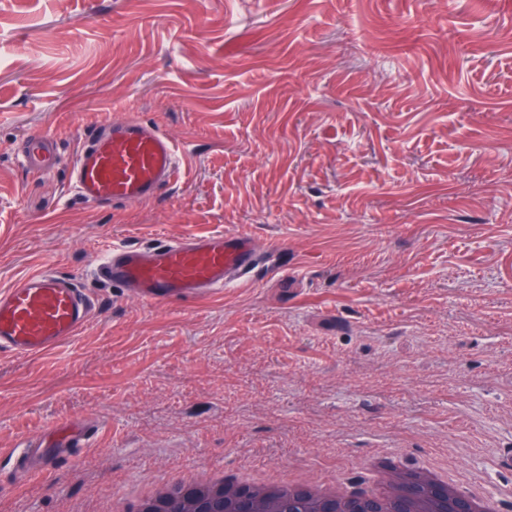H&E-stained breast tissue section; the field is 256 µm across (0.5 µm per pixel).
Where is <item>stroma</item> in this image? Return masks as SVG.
Instances as JSON below:
<instances>
[{"label": "stroma", "instance_id": "1", "mask_svg": "<svg viewBox=\"0 0 512 512\" xmlns=\"http://www.w3.org/2000/svg\"><path fill=\"white\" fill-rule=\"evenodd\" d=\"M130 117L187 151L153 200L92 206L62 158ZM254 236L204 301L91 275L119 244ZM79 277L89 325L0 362V449L67 419L90 447L0 512H118L212 466L350 477L394 452L512 512V0H0V288ZM55 146L52 138L42 132L28 134L20 163L28 168L49 170L54 166Z\"/></svg>", "mask_w": 512, "mask_h": 512}]
</instances>
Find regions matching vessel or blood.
<instances>
[{
    "mask_svg": "<svg viewBox=\"0 0 512 512\" xmlns=\"http://www.w3.org/2000/svg\"><path fill=\"white\" fill-rule=\"evenodd\" d=\"M55 146L45 133L28 134L20 162L51 169ZM180 168L177 146L138 119L106 121L87 130L69 162L70 188L84 202L148 200L171 185ZM259 250L246 234L196 233L152 248L116 245L94 273L146 302L199 300L249 275ZM95 300L75 278L41 268L0 290V358L38 357L58 349L90 322ZM90 425L74 419L60 427L53 443L30 450L34 463L73 457L84 447Z\"/></svg>",
    "mask_w": 512,
    "mask_h": 512,
    "instance_id": "1",
    "label": "vessel or blood"
}]
</instances>
